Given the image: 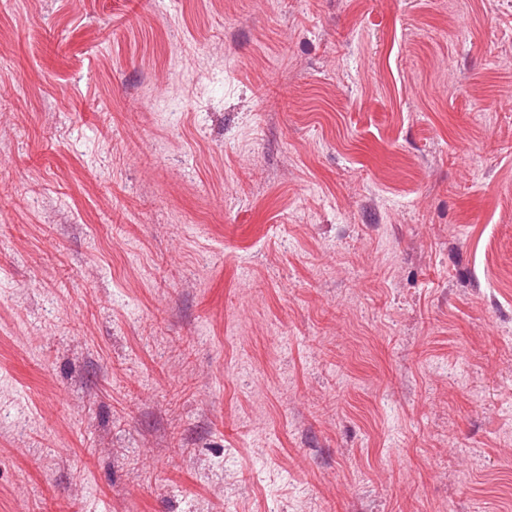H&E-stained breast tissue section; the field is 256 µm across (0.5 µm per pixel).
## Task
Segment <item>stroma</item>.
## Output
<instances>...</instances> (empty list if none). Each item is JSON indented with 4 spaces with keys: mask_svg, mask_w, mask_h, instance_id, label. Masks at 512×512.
I'll list each match as a JSON object with an SVG mask.
<instances>
[{
    "mask_svg": "<svg viewBox=\"0 0 512 512\" xmlns=\"http://www.w3.org/2000/svg\"><path fill=\"white\" fill-rule=\"evenodd\" d=\"M0 512H512V0H0Z\"/></svg>",
    "mask_w": 512,
    "mask_h": 512,
    "instance_id": "1",
    "label": "stroma"
}]
</instances>
